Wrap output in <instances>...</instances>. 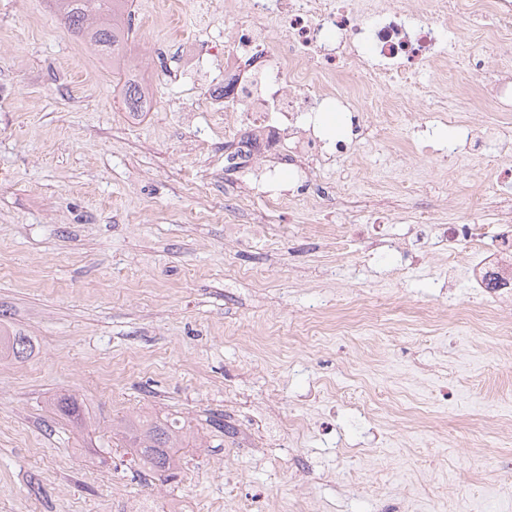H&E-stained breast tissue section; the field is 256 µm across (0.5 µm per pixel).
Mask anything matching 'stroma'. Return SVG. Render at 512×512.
I'll use <instances>...</instances> for the list:
<instances>
[{"instance_id": "1", "label": "stroma", "mask_w": 512, "mask_h": 512, "mask_svg": "<svg viewBox=\"0 0 512 512\" xmlns=\"http://www.w3.org/2000/svg\"><path fill=\"white\" fill-rule=\"evenodd\" d=\"M208 25L177 0H139L129 45L157 111L126 122L123 72L60 24L53 0H0V323L32 336L23 362L0 361V512H124L150 494L190 512H431L442 497L468 512H512V298L487 301L480 330L454 331L479 300L449 275L421 216L493 212L512 163V112L484 109L449 71L440 89L458 122L417 107L415 126L450 147L467 125L482 161L438 163L405 132L354 141L318 182L340 187L316 211L283 215L287 236L256 221L223 222L237 175L224 139L182 66L224 65L204 47L224 39L223 5ZM420 184L419 194L399 188ZM386 245L341 255L325 224L350 217ZM386 296L376 332L331 323L357 292ZM56 393L80 396L95 433L50 413ZM305 423L297 446L242 436L270 400ZM185 418L200 448L174 476L111 446L129 414ZM222 419L223 429L213 419Z\"/></svg>"}]
</instances>
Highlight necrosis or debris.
Instances as JSON below:
<instances>
[{
	"label": "necrosis or debris",
	"instance_id": "necrosis-or-debris-1",
	"mask_svg": "<svg viewBox=\"0 0 512 512\" xmlns=\"http://www.w3.org/2000/svg\"><path fill=\"white\" fill-rule=\"evenodd\" d=\"M243 2L242 23L211 48L224 61V80L199 90L224 106V136L234 144L225 170L271 158L293 172L292 193L268 195L269 210L289 209L299 196L320 206L330 199L313 173L324 157L344 156L350 146L321 137L316 118L323 101L350 113L356 129L363 110H370L388 133L415 106L447 111L439 86L449 60L458 58L466 60L473 83L489 63L500 66L485 105L512 104V59L493 56L512 42V0ZM437 236L449 265L467 267L480 293L512 295V206L498 209L489 227L463 213L440 225Z\"/></svg>",
	"mask_w": 512,
	"mask_h": 512
}]
</instances>
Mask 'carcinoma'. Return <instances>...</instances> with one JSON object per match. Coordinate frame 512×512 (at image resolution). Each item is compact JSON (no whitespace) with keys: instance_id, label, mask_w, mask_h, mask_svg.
<instances>
[{"instance_id":"1","label":"carcinoma","mask_w":512,"mask_h":512,"mask_svg":"<svg viewBox=\"0 0 512 512\" xmlns=\"http://www.w3.org/2000/svg\"><path fill=\"white\" fill-rule=\"evenodd\" d=\"M64 28L93 44L103 54L112 55L117 65L127 50L131 26L127 15L128 0H55ZM127 110L142 106V91L129 81L122 87ZM34 352L31 337L17 332L0 336V354L16 361L28 359ZM53 414L76 427L86 422V408L74 395H60L50 402ZM187 432L177 427V420L165 418L143 420L139 417L123 423L122 439L133 449L137 462L155 473L173 470L179 460Z\"/></svg>"}]
</instances>
